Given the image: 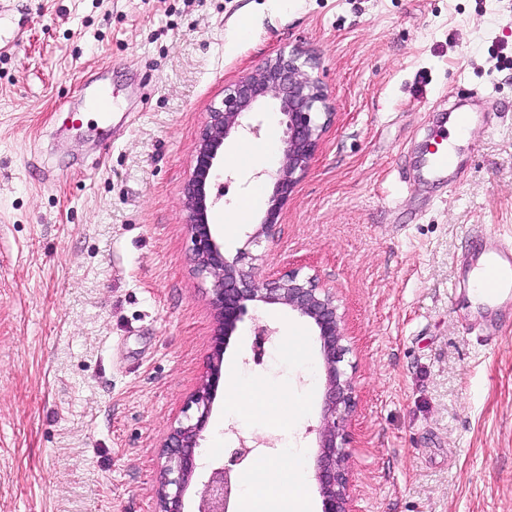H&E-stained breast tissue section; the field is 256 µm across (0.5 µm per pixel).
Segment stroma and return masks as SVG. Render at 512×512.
I'll return each instance as SVG.
<instances>
[{
    "instance_id": "35a3bbf8",
    "label": "stroma",
    "mask_w": 512,
    "mask_h": 512,
    "mask_svg": "<svg viewBox=\"0 0 512 512\" xmlns=\"http://www.w3.org/2000/svg\"><path fill=\"white\" fill-rule=\"evenodd\" d=\"M250 38H242L240 28ZM315 58L333 112L272 235L274 182L225 166L214 234L258 279L336 291L354 386L357 512H512V306L473 308L476 229L512 241V0H0V512H157L162 444L215 326L181 189L226 85L280 52ZM116 102L97 127L85 87ZM474 115L452 179L420 167L434 113ZM263 196L224 229L226 204ZM305 355L279 346L290 326ZM224 370L305 411L272 431L224 412L202 442L303 451L311 512L326 370L311 324L245 319Z\"/></svg>"
}]
</instances>
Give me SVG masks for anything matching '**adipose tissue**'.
I'll return each instance as SVG.
<instances>
[{
	"label": "adipose tissue",
	"instance_id": "obj_1",
	"mask_svg": "<svg viewBox=\"0 0 512 512\" xmlns=\"http://www.w3.org/2000/svg\"><path fill=\"white\" fill-rule=\"evenodd\" d=\"M225 407L274 429L290 426L297 414L284 390L235 382L230 385ZM243 499V512H308V495L296 455L287 451L277 460L257 464L243 481Z\"/></svg>",
	"mask_w": 512,
	"mask_h": 512
}]
</instances>
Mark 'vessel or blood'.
<instances>
[{
  "mask_svg": "<svg viewBox=\"0 0 512 512\" xmlns=\"http://www.w3.org/2000/svg\"><path fill=\"white\" fill-rule=\"evenodd\" d=\"M89 105L99 122H110L115 108L111 93L104 89L96 91L91 95ZM471 120V115L466 112H451L443 116L422 157V166L427 172L443 175L456 166L457 154L448 139L453 135H465ZM470 274L482 281V300L486 308H495L512 299V245L489 239L478 252Z\"/></svg>",
  "mask_w": 512,
  "mask_h": 512,
  "instance_id": "1",
  "label": "vessel or blood"
}]
</instances>
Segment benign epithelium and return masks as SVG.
I'll return each instance as SVG.
<instances>
[{
    "mask_svg": "<svg viewBox=\"0 0 512 512\" xmlns=\"http://www.w3.org/2000/svg\"><path fill=\"white\" fill-rule=\"evenodd\" d=\"M316 61L300 53H279L256 70L224 89L222 106L211 109L199 134L193 172L183 187L187 223L194 252V274L209 281V303L216 327L201 387L187 408L195 417L171 429L165 440L166 465L161 471L158 512H184L183 496L198 468L195 449L206 431L217 389L223 380L224 349L249 313V304H279L307 318L313 325L327 373L326 409L319 431L320 454L317 480L321 512H354L350 492L349 454L339 441L341 430L354 407L352 378L340 368L347 352L343 344L342 314L335 289L316 275L298 271L283 277L256 279L255 273L224 256V245L213 234L209 214L215 205L210 184L221 166L224 142L243 129L257 136L261 125L243 124L246 114L262 103L278 106L283 126L281 165L276 174L273 203L255 231L268 236L280 224L281 215L298 178L315 154L321 133L332 117L327 111V92L313 76ZM245 438L232 449L224 463L211 469L199 492L197 512H229L238 489L237 466L252 453Z\"/></svg>",
    "mask_w": 512,
    "mask_h": 512,
    "instance_id": "1",
    "label": "benign epithelium"
}]
</instances>
